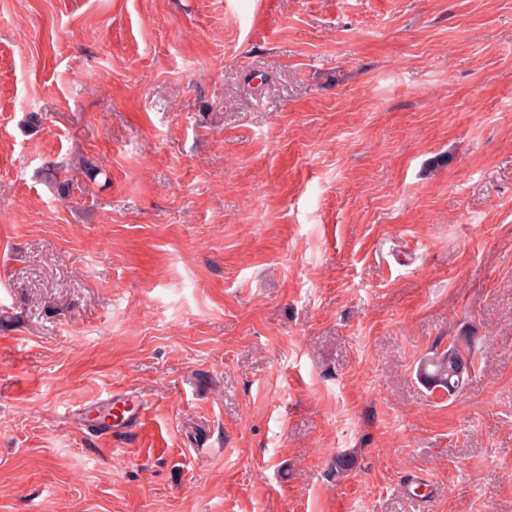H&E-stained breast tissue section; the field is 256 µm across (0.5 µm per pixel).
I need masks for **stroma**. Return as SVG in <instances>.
<instances>
[{
  "label": "stroma",
  "instance_id": "obj_1",
  "mask_svg": "<svg viewBox=\"0 0 512 512\" xmlns=\"http://www.w3.org/2000/svg\"><path fill=\"white\" fill-rule=\"evenodd\" d=\"M0 512H512V0H0ZM471 364L470 355H464L456 345L433 353L425 358L419 366L418 376L429 388H441L448 393H454L464 379L467 368ZM82 404L72 413V417L78 415L81 424L88 421L89 413H103L111 410L112 420H106V424H101L98 420L94 426L103 435L109 437L133 433L138 427H142L144 418L145 403L141 396L135 392L113 391L112 395L105 399L92 400L90 404ZM97 416V418H98Z\"/></svg>",
  "mask_w": 512,
  "mask_h": 512
}]
</instances>
